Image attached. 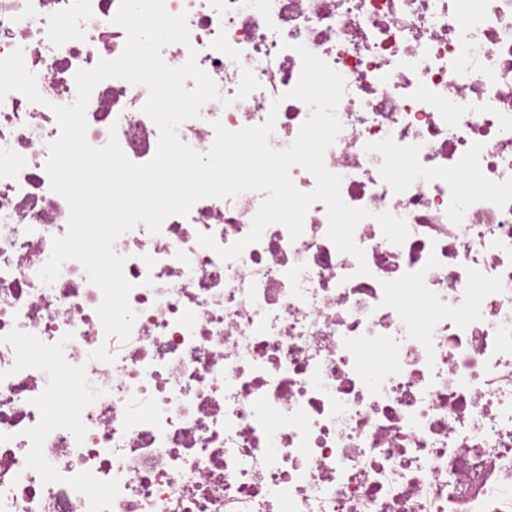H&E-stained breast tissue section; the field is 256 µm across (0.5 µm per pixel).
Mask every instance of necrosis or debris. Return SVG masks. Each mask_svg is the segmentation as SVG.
Here are the masks:
<instances>
[{
	"instance_id": "obj_1",
	"label": "necrosis or debris",
	"mask_w": 512,
	"mask_h": 512,
	"mask_svg": "<svg viewBox=\"0 0 512 512\" xmlns=\"http://www.w3.org/2000/svg\"><path fill=\"white\" fill-rule=\"evenodd\" d=\"M119 2L0 0V57L22 49L44 98L0 102V512H512V0H165L190 43L164 61L195 57L221 94L178 128L197 151L214 123L272 111V147L296 137L295 45L343 76L324 161L371 213L354 232L370 273L320 203L297 240L274 224L221 261L198 234L243 238L264 195L203 199L116 241L137 314L124 343L79 262L38 277L69 217L45 170L51 107L122 53ZM245 66L260 87L241 99ZM147 97L99 83L89 143L113 127L149 161ZM103 344L114 362L89 360ZM64 372L81 381L68 417L51 410Z\"/></svg>"
}]
</instances>
